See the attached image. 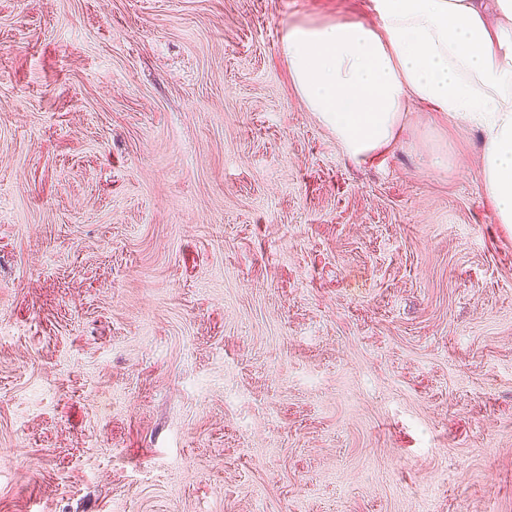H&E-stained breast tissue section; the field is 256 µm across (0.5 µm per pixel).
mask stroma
Returning <instances> with one entry per match:
<instances>
[{
  "label": "stroma",
  "instance_id": "stroma-1",
  "mask_svg": "<svg viewBox=\"0 0 512 512\" xmlns=\"http://www.w3.org/2000/svg\"><path fill=\"white\" fill-rule=\"evenodd\" d=\"M349 20L0 0V512H512L481 135L345 155L281 44Z\"/></svg>",
  "mask_w": 512,
  "mask_h": 512
}]
</instances>
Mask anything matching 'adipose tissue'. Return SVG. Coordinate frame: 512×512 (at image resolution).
Wrapping results in <instances>:
<instances>
[{"label": "adipose tissue", "mask_w": 512, "mask_h": 512, "mask_svg": "<svg viewBox=\"0 0 512 512\" xmlns=\"http://www.w3.org/2000/svg\"><path fill=\"white\" fill-rule=\"evenodd\" d=\"M378 18L293 27L283 51L308 111L359 161L389 152L413 98L478 129L480 177L512 228V0H372Z\"/></svg>", "instance_id": "1"}]
</instances>
